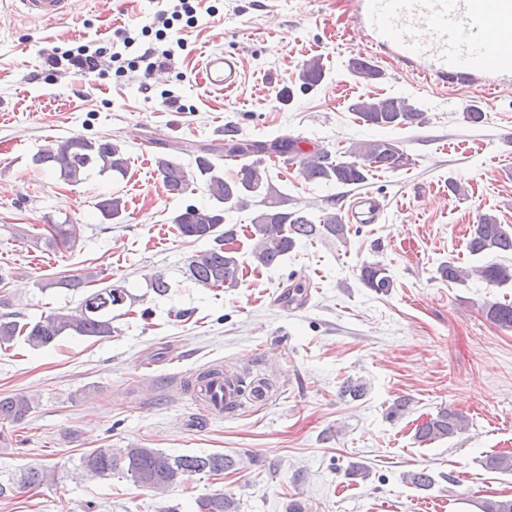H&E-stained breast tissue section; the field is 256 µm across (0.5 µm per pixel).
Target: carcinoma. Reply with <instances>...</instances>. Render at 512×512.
I'll return each mask as SVG.
<instances>
[{
    "label": "carcinoma",
    "instance_id": "obj_1",
    "mask_svg": "<svg viewBox=\"0 0 512 512\" xmlns=\"http://www.w3.org/2000/svg\"><path fill=\"white\" fill-rule=\"evenodd\" d=\"M348 69L356 76L372 81L380 78L381 71L370 61L358 56L348 62ZM326 77L324 65L319 58L306 61L300 71V89L308 91L319 86ZM363 122L379 128H397L420 124L424 112L402 97L362 98L351 105ZM299 152L298 141L288 136L269 144L237 141L231 144L229 154L245 159L232 178L216 173V166L209 157L198 155L195 164L200 175L205 177L207 191L214 205L210 207L189 206L177 215L180 234L196 241L211 240L214 245L190 257L187 274L194 284L209 287H234L239 281L240 262L225 250V242L234 239L235 229L224 228V214L249 206L257 207L250 220L249 236L253 241L251 257L259 267H271L291 252L300 238H322L343 240L346 225L334 212H325L314 221L301 210L287 207V200L277 190L268 176L264 159L251 162L246 158L266 154L270 157L290 156ZM39 162L59 174L69 183H80L86 171L99 166L102 172L112 171L125 175L128 158L120 146L109 140L91 141L81 137L69 138L54 147L41 151ZM409 165V158L388 139H374L352 143L344 152V158L331 159L328 152L313 150L301 157L299 170L308 182L336 186L359 185L367 182L373 171H395ZM158 173L166 192L172 196L185 194L190 186L189 176L180 163L160 157ZM101 214L115 224L123 222L125 202L119 196L109 195L97 203ZM20 238H31L42 242L50 249L58 246L72 247L80 237V225L55 224L53 233L38 234L21 226L14 227ZM470 254L483 255L488 252H512V225L500 224L488 214L479 216L470 232L467 243ZM442 278L452 282H464L474 276L490 286L512 284V265L490 263L464 268L448 261L439 267ZM362 284L377 294H387L393 288L388 270L378 263H368L360 271ZM94 282L92 275H71L45 284L47 288H86ZM102 308L98 316L89 319L84 309L90 301ZM125 289L112 285L94 288L85 293L74 311H54L34 323L19 324L8 315H0V346L11 344L16 337H24L32 348L47 347L62 336L104 337L112 333V309L124 305ZM486 318L494 325L512 329V302H492L484 306ZM366 392V384L360 379L348 377L340 387L341 396L353 400ZM33 409V398L23 392L0 396V447L7 448L13 442L12 435L5 432L1 424L17 425ZM469 426L467 418L448 408L416 427V438L421 443L451 439ZM482 464L485 469L499 473H512V455L494 453L486 456ZM236 465L233 458L222 453L207 455H182L171 457L155 448H93L80 458L79 468L89 478H110L116 474L129 477L134 483L164 492L183 481L187 476L209 473L218 475ZM55 481V471L44 467L26 469L16 479L17 489L33 491ZM480 512H512V499L487 498L479 504ZM198 512H239L237 502L229 495L215 493L197 500Z\"/></svg>",
    "mask_w": 512,
    "mask_h": 512
}]
</instances>
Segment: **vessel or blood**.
<instances>
[{
	"instance_id": "b4317fda",
	"label": "vessel or blood",
	"mask_w": 512,
	"mask_h": 512,
	"mask_svg": "<svg viewBox=\"0 0 512 512\" xmlns=\"http://www.w3.org/2000/svg\"><path fill=\"white\" fill-rule=\"evenodd\" d=\"M21 10L46 21L68 15L71 0H17ZM352 21L364 50L405 69L430 62L428 81L445 87L464 85L485 90L512 87V58L498 55V42L512 39V0H352ZM203 80L217 92L235 89L242 80L236 54L208 55ZM378 206L367 194L349 202V218L358 224L376 221ZM196 396L220 413L238 401L234 386L215 375L197 386Z\"/></svg>"
}]
</instances>
